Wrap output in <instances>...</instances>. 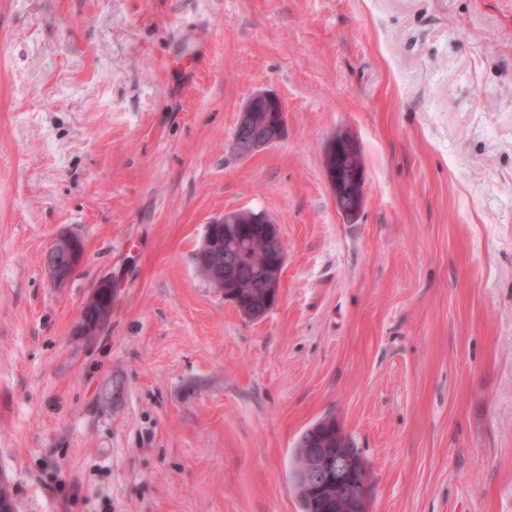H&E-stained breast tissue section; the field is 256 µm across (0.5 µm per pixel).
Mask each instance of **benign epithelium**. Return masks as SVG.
Wrapping results in <instances>:
<instances>
[{
	"label": "benign epithelium",
	"instance_id": "1",
	"mask_svg": "<svg viewBox=\"0 0 512 512\" xmlns=\"http://www.w3.org/2000/svg\"><path fill=\"white\" fill-rule=\"evenodd\" d=\"M286 132V113L282 101L267 92H256L240 107L233 132V150L240 157L251 156L278 143ZM325 176L336 197L343 203L342 213L353 219L363 208L365 171L356 142L338 134L330 142L325 156ZM265 224L267 258L257 265L264 296L263 311L240 304L237 283L231 274V263L224 270L215 267L212 281L247 319L258 321L268 314L279 300L286 251L280 230L262 212L231 211L210 222L197 250L208 254L215 250V231L223 227L226 254L238 253L247 245L243 225ZM45 267L50 278L64 284L83 259L79 239L61 235L45 252ZM294 484L318 499L322 512H369L370 489L368 465L360 452L349 447L336 421L323 419L309 427L301 436L297 449ZM0 512H16L11 482L0 471Z\"/></svg>",
	"mask_w": 512,
	"mask_h": 512
}]
</instances>
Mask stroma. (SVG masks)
<instances>
[{
  "label": "stroma",
  "instance_id": "1",
  "mask_svg": "<svg viewBox=\"0 0 512 512\" xmlns=\"http://www.w3.org/2000/svg\"><path fill=\"white\" fill-rule=\"evenodd\" d=\"M287 133L232 148L253 93ZM339 134L366 170L346 219ZM269 214L276 306L198 273ZM76 235L65 285L44 255ZM112 281L98 336L84 302ZM335 419L371 512H512V0H0V468L17 512H300ZM325 176L346 218H356L365 200V171L356 142L339 134L330 142L325 156ZM222 224H224V226H222ZM242 224H249L252 228V233L248 238L251 245L247 247L246 252H243L239 257L242 265L250 266L257 264L261 260L267 245L266 261L257 265L258 275L262 282V286L259 279H253L251 281L241 283V305L237 297V283L231 274L230 262L226 261L224 264V283L218 267L213 268L211 280L218 291L224 294L225 301L233 304L245 318L258 321L263 319L274 308L279 300L282 273L286 264V251L283 246L278 224L262 212H225L224 216L216 218L210 222L197 250V254L207 255L210 251L216 250L215 231L218 227L221 229L223 228L224 231L226 254L231 255V253L243 251L247 245V237L245 236L243 229L244 226H242ZM256 224H267L266 227L268 234L266 237V245L264 231L260 225ZM197 254L194 255V259L196 267L198 268ZM204 277L209 281L207 276ZM209 283L211 282L209 281ZM261 288L264 296L263 313L255 310L254 308H247L243 306L252 304Z\"/></svg>",
  "mask_w": 512,
  "mask_h": 512
}]
</instances>
